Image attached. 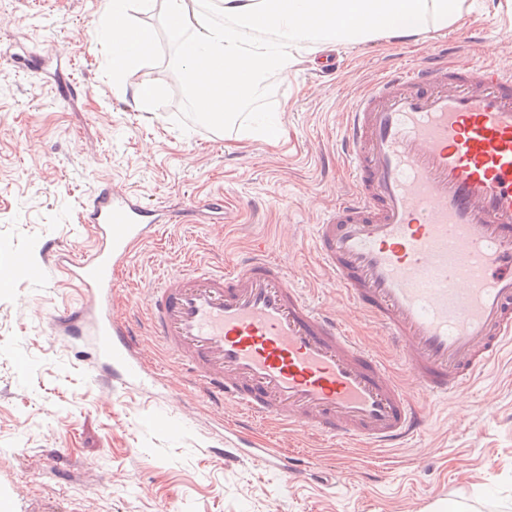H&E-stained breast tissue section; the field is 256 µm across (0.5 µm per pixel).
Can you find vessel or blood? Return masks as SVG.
<instances>
[{
    "mask_svg": "<svg viewBox=\"0 0 512 512\" xmlns=\"http://www.w3.org/2000/svg\"><path fill=\"white\" fill-rule=\"evenodd\" d=\"M341 150L348 189L314 227V259L421 394L460 393L512 348V66L437 58L386 75L344 113ZM82 218L94 248L51 254L81 296L56 330L108 378L139 388L158 381L141 352L142 334L153 336L197 397L236 407L217 451L225 461L305 477L255 440L257 420L364 448H403L425 431L392 365L262 243L233 267L191 263L160 277L141 325L116 314L115 288L135 247L171 216L105 186Z\"/></svg>",
    "mask_w": 512,
    "mask_h": 512,
    "instance_id": "b4317fda",
    "label": "vessel or blood"
}]
</instances>
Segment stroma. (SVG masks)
Here are the masks:
<instances>
[{
    "mask_svg": "<svg viewBox=\"0 0 512 512\" xmlns=\"http://www.w3.org/2000/svg\"><path fill=\"white\" fill-rule=\"evenodd\" d=\"M107 0H0V266L27 254L30 272L0 289V497L12 512H512V357L472 386L425 400L429 429L409 447L351 451L337 441L309 448L301 430L255 434L315 475L284 476L244 460L225 465L232 404L215 410L185 382V369L143 338L161 373L150 388L106 384L51 317L77 297L47 247L78 255L93 239L79 215L102 185L137 192L174 215L203 207L197 222L161 225L135 248L117 288L120 312L142 310L144 287L187 260L229 265L254 239L287 261L370 349L393 358L383 336L319 270L310 230L345 187L334 145L359 91L392 68L434 53L492 56L512 65V0H468L462 21L414 38L377 36L329 46L215 129L193 111L174 64L161 6L144 13L155 52L132 79H159L150 111L112 85V60L95 28ZM278 113L275 140L244 139L253 113ZM219 207L208 210L207 205ZM183 421L174 438L155 414Z\"/></svg>",
    "mask_w": 512,
    "mask_h": 512,
    "instance_id": "stroma-1",
    "label": "stroma"
}]
</instances>
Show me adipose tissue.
I'll use <instances>...</instances> for the list:
<instances>
[{"mask_svg": "<svg viewBox=\"0 0 512 512\" xmlns=\"http://www.w3.org/2000/svg\"><path fill=\"white\" fill-rule=\"evenodd\" d=\"M154 0H109L98 23L119 81L153 54L142 23ZM175 61L194 111L226 120L258 95L266 78H287L311 41L349 43L377 34L413 35L455 23L466 0H161Z\"/></svg>", "mask_w": 512, "mask_h": 512, "instance_id": "obj_1", "label": "adipose tissue"}]
</instances>
